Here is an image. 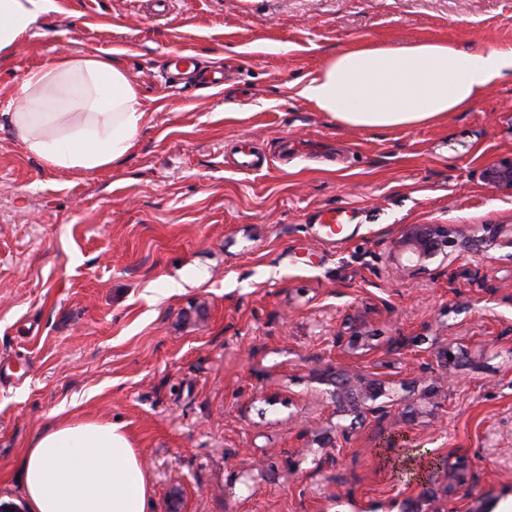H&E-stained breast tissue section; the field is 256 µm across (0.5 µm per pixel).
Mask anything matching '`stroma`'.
Returning a JSON list of instances; mask_svg holds the SVG:
<instances>
[{"label":"stroma","instance_id":"35a3bbf8","mask_svg":"<svg viewBox=\"0 0 512 512\" xmlns=\"http://www.w3.org/2000/svg\"><path fill=\"white\" fill-rule=\"evenodd\" d=\"M512 47V0H54L0 52V105L59 54L112 59L145 120L119 164L50 169L0 130V499L70 415L124 425L149 512H496L512 499V249L397 272L404 224H512L480 173L512 156V76L407 130L341 126L299 91L361 41ZM190 48L224 86L169 89ZM354 213L330 234L318 217ZM456 281H449V272ZM361 317L370 349L336 346ZM464 348L448 387L435 354ZM372 373L382 420L338 413L330 373ZM353 438L328 447L338 429ZM406 433L453 477L390 479Z\"/></svg>","mask_w":512,"mask_h":512}]
</instances>
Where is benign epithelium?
Instances as JSON below:
<instances>
[{"mask_svg": "<svg viewBox=\"0 0 512 512\" xmlns=\"http://www.w3.org/2000/svg\"><path fill=\"white\" fill-rule=\"evenodd\" d=\"M483 182L493 188L512 191V157L486 166L481 173ZM507 244L512 247V224H480L476 227L464 224H405L393 241L390 259L397 269L414 278L428 271V265L440 259L445 265L456 255L467 252L481 262L469 271L471 282L481 287L486 283L488 250ZM365 322L359 317L350 319L348 331L336 335V347L345 351L365 346ZM444 371L448 372V386H453L456 377L451 372L459 354L448 347L437 351ZM383 396V382L373 376L336 371V400L342 403L343 412L353 420L369 416L382 419L388 414V406L377 403Z\"/></svg>", "mask_w": 512, "mask_h": 512, "instance_id": "7a95c632", "label": "benign epithelium"}]
</instances>
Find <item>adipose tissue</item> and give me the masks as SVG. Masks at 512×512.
<instances>
[{"label": "adipose tissue", "mask_w": 512, "mask_h": 512, "mask_svg": "<svg viewBox=\"0 0 512 512\" xmlns=\"http://www.w3.org/2000/svg\"><path fill=\"white\" fill-rule=\"evenodd\" d=\"M52 7L0 0V52L25 42ZM511 73L512 48L368 43L328 55L301 95L338 124L403 130L469 110ZM5 115L30 155L67 171L120 163L144 118L124 71L92 52L29 71ZM19 468L30 512H148V477L123 425L62 419L37 434Z\"/></svg>", "instance_id": "obj_1"}]
</instances>
